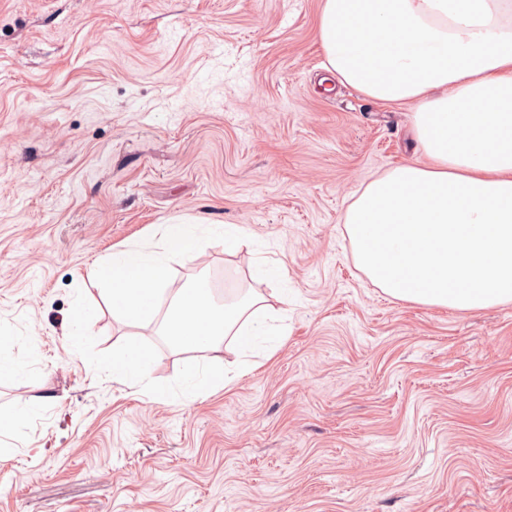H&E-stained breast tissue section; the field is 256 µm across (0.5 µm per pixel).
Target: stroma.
<instances>
[{
	"label": "stroma",
	"instance_id": "obj_1",
	"mask_svg": "<svg viewBox=\"0 0 512 512\" xmlns=\"http://www.w3.org/2000/svg\"><path fill=\"white\" fill-rule=\"evenodd\" d=\"M323 0H0V512H512V303L386 295L348 207L415 159L411 109L329 77ZM167 297L233 270L288 334L226 386L116 314L86 269L180 218ZM156 350L139 384L114 352ZM220 363L221 359L214 357L212 366L190 367L173 380L172 387L181 394L191 397L196 395L205 385H212L219 381L218 375H220L222 384H226L231 380L227 376L230 371L225 366L224 374L223 370L217 371L216 369Z\"/></svg>",
	"mask_w": 512,
	"mask_h": 512
}]
</instances>
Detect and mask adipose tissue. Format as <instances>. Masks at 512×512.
<instances>
[{"label": "adipose tissue", "mask_w": 512, "mask_h": 512, "mask_svg": "<svg viewBox=\"0 0 512 512\" xmlns=\"http://www.w3.org/2000/svg\"><path fill=\"white\" fill-rule=\"evenodd\" d=\"M326 68L381 103L414 106L420 159L366 186L346 213L358 263L390 297L471 312L512 302V0H324L318 23ZM148 247L113 251L91 265L113 310L133 323L164 311L179 346L219 350L288 333V312L251 295L216 306L202 288L165 300L175 238L247 244L217 224H162ZM152 351L112 357L113 379L138 383Z\"/></svg>", "instance_id": "ef3b65f1"}]
</instances>
